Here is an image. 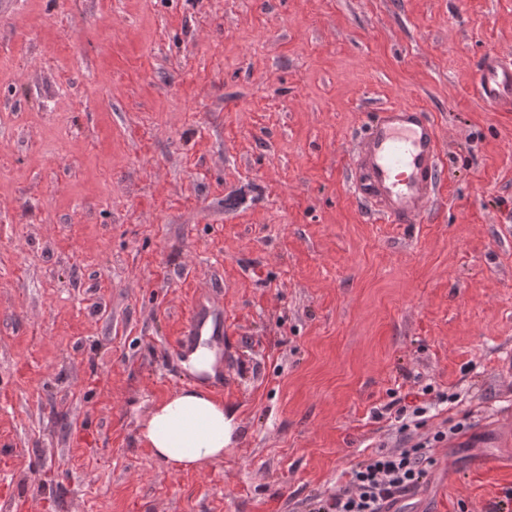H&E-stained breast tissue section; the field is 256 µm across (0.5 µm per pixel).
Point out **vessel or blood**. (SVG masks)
Here are the masks:
<instances>
[{
  "label": "vessel or blood",
  "mask_w": 512,
  "mask_h": 512,
  "mask_svg": "<svg viewBox=\"0 0 512 512\" xmlns=\"http://www.w3.org/2000/svg\"><path fill=\"white\" fill-rule=\"evenodd\" d=\"M476 91L489 106L512 110V59L485 56L479 65ZM441 146L435 124L415 106L379 108L369 128L357 139L352 176L362 199L375 214L395 224L416 223L440 187ZM224 333V318L207 298H198L176 351L191 348L197 336Z\"/></svg>",
  "instance_id": "obj_1"
}]
</instances>
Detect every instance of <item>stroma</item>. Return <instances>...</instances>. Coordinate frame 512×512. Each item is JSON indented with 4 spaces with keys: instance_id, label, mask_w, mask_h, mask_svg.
I'll use <instances>...</instances> for the list:
<instances>
[{
    "instance_id": "1",
    "label": "stroma",
    "mask_w": 512,
    "mask_h": 512,
    "mask_svg": "<svg viewBox=\"0 0 512 512\" xmlns=\"http://www.w3.org/2000/svg\"><path fill=\"white\" fill-rule=\"evenodd\" d=\"M0 9V512H313L377 449L448 432L399 512L512 488V111L474 90L512 0H8ZM422 108L421 223L350 176ZM224 309L223 461L140 438ZM424 407L398 419L396 399ZM459 433H452V426ZM211 328V330H210ZM224 336V316L218 315L210 306L208 298L199 297L192 309L190 322L183 336L176 342L175 351L189 350L197 336Z\"/></svg>"
}]
</instances>
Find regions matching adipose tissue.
Here are the masks:
<instances>
[{
	"instance_id": "obj_1",
	"label": "adipose tissue",
	"mask_w": 512,
	"mask_h": 512,
	"mask_svg": "<svg viewBox=\"0 0 512 512\" xmlns=\"http://www.w3.org/2000/svg\"><path fill=\"white\" fill-rule=\"evenodd\" d=\"M143 439L160 460L190 470L222 461L235 428L200 385L153 404L140 421Z\"/></svg>"
}]
</instances>
